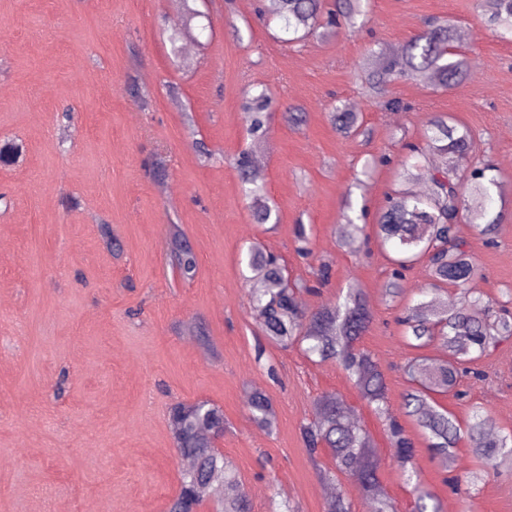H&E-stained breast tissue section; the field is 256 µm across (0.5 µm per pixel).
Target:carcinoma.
I'll return each mask as SVG.
<instances>
[{
	"instance_id": "cac0c4a2",
	"label": "carcinoma",
	"mask_w": 512,
	"mask_h": 512,
	"mask_svg": "<svg viewBox=\"0 0 512 512\" xmlns=\"http://www.w3.org/2000/svg\"><path fill=\"white\" fill-rule=\"evenodd\" d=\"M369 0H274L272 14L287 33L300 38L319 35L323 24H336L341 16L347 22L368 21ZM481 18L492 30H512V0H479ZM451 22H429L398 53L385 56L373 52L361 67L372 97L386 109L398 111L404 104L390 96L391 86L398 81L421 82L432 75L435 85L452 89L468 75L470 61L453 37ZM271 98L262 89L249 96L244 120L253 135L266 130ZM331 121L345 137L365 134L360 113L346 105H335ZM411 154L436 153L452 165L448 172L429 174L434 189L427 197H419L405 189H397L387 197L379 217L377 235L392 244L396 269L389 282V292L397 291L394 279L399 270L425 262L432 283L420 289L424 299L405 308L401 323L407 344L422 350L439 343L445 358H412L404 371L412 384L400 406L402 415L410 418L421 431L433 452L452 459V450L460 438V427L447 409L438 405L432 395L457 391L461 378L469 372L468 364L480 358L496 337L512 336V312L506 308L496 313L469 288L479 275V267L459 236V224L472 225L477 232L490 237L496 219L488 217L484 202L500 193L496 168L475 161L478 149L466 130L460 129L447 116H434L426 122L424 146L407 144ZM238 172L245 192L251 199L252 216L257 224H277L279 215L269 205L262 188L252 179L249 156L238 162ZM348 226L341 247L355 252L364 235L349 212L343 214ZM172 266L185 280L197 274L198 258L178 229L168 241ZM248 268L253 272L254 311L265 337L284 349L306 344L308 356L321 361L335 360L353 378L361 397L377 405L387 423L393 459L413 480L408 469L416 449L406 436L399 416L387 405L384 375L370 352L359 346L368 329L371 316L359 288H351L344 302L323 307L309 315L301 307L300 293L304 285L291 284L283 274L278 258L258 245L248 250ZM448 285L460 291V300L450 306L438 294V287ZM246 403L255 423L270 431L275 424L272 400L261 390L251 389ZM316 418L301 427L310 456L328 452L331 467L322 477L334 482L343 475L360 493L373 501V512H394L391 499L380 485V462L375 455L369 432L348 417L346 404L338 394H325L315 403ZM491 416L478 409L467 428L476 467L464 471L466 481L475 484L490 473L512 469V435H495L487 431ZM171 439L178 455L187 461L182 470L178 494L169 512H184L185 505L200 507L209 501L214 512H251L250 500L236 466L217 448L214 437L224 434L225 419L221 407L207 401L174 403L168 411ZM415 512H442L437 498L416 487Z\"/></svg>"
}]
</instances>
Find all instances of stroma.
Segmentation results:
<instances>
[{
	"mask_svg": "<svg viewBox=\"0 0 512 512\" xmlns=\"http://www.w3.org/2000/svg\"><path fill=\"white\" fill-rule=\"evenodd\" d=\"M265 2L0 0V144L20 148L0 164V512H167L185 466L169 430L177 400L222 407L218 446L252 512H324L319 470L329 458L311 461L300 428L330 393L370 432L397 512H414L419 486L454 512H512V471L456 493L444 479L471 467L468 436L448 464L408 420L418 476L409 483L383 419L342 366L263 343L246 266L255 242L281 256L288 276L309 285V313L362 289L372 323L360 346L399 410L410 388L402 367L415 351L397 318L428 277L416 265L399 297H386L390 264L375 225L399 185L404 144L421 142L432 116H451L503 188L487 205L498 217L493 241L460 227L481 269L472 288L492 305L512 291V32L483 29L475 0H370L371 23L289 44L277 21L258 15ZM430 18L452 21L475 61L471 76L447 91L396 83L399 111L367 99L363 59L403 48ZM251 85L273 97L258 142L244 123ZM338 102L356 103L370 139L336 132L329 112ZM292 105L306 116L297 127L286 117ZM245 151L265 159L274 228L252 221L236 169ZM157 156L167 164L161 179L149 171ZM348 204L367 236L357 252L336 233ZM299 223L311 230L305 258L294 250ZM173 224L197 254L189 282L166 260ZM322 261L331 278L320 287ZM473 367L461 396L437 403L463 426L484 408L492 432L512 433V337ZM249 388L272 399V431L252 420Z\"/></svg>",
	"mask_w": 512,
	"mask_h": 512,
	"instance_id": "1",
	"label": "stroma"
}]
</instances>
